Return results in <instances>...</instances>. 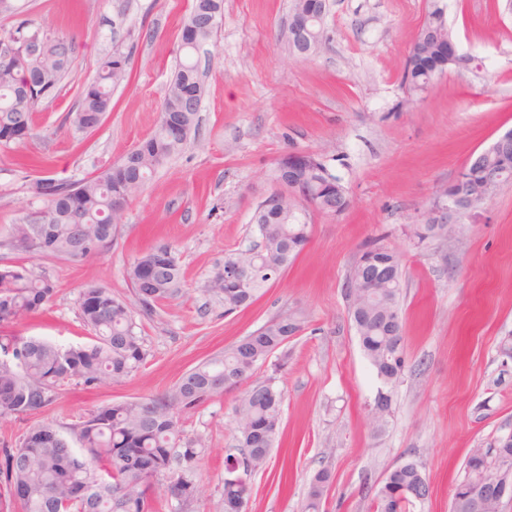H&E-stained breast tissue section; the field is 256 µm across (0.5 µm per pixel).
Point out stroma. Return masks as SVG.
<instances>
[{
	"instance_id": "1",
	"label": "stroma",
	"mask_w": 512,
	"mask_h": 512,
	"mask_svg": "<svg viewBox=\"0 0 512 512\" xmlns=\"http://www.w3.org/2000/svg\"><path fill=\"white\" fill-rule=\"evenodd\" d=\"M0 29L28 22L74 38L76 53L55 98L34 115L37 139L0 146V267L50 278L53 299L13 329L62 345L90 342L79 294L88 282L128 300L126 269L166 244L183 274L181 293L135 307L147 359L121 382L64 384L43 412L0 418V447H17L34 426L61 433L98 408L165 393L191 368L277 316L300 313L304 330L275 376L283 394L280 435L264 472L251 480L247 512H305L312 477L334 481L322 512H373L386 472L403 461L425 473L431 494L412 512H451V491L472 449L512 431V184L445 240L412 236L438 189L469 155L512 129V16L501 0H441L460 55L415 103L402 71L427 15V0H328L330 41L309 56L289 53L281 33L292 0H224L216 38L201 56L199 122L183 150L131 201L126 222L100 257L73 261L12 247L11 224L41 203L28 192L19 154L48 157V176L80 180L120 160L156 129L165 90L182 55L180 21L193 0H15ZM131 55L133 79L112 90L101 126L81 133L67 115L107 51ZM290 152L319 154L351 199L338 217L310 211V242L251 306L225 313L198 292L226 254L248 245L257 204ZM400 256L405 368L392 412L375 431L369 408L381 386L348 315L347 281L364 248ZM229 390L181 414V436L198 441L197 492L180 503L164 480L152 512H224L225 450L233 442Z\"/></svg>"
}]
</instances>
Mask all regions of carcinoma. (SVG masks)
Here are the masks:
<instances>
[{
	"label": "carcinoma",
	"instance_id": "obj_1",
	"mask_svg": "<svg viewBox=\"0 0 512 512\" xmlns=\"http://www.w3.org/2000/svg\"><path fill=\"white\" fill-rule=\"evenodd\" d=\"M223 12V0H195L180 27L181 51L177 70L161 105L155 131L100 174L70 182L49 176L32 180L28 191L44 206L11 225L13 246L28 253H52L72 260L100 256L112 244L126 219L127 204L145 190L151 176L180 152L198 124V110L180 108L185 101L201 104L203 85L195 54L214 39ZM437 0H431L425 22L414 37L404 62L402 83L414 97L425 92L443 69L434 67L441 51L427 28L442 19ZM76 52L73 38L56 35L28 23L0 30V144L21 143L38 137L32 114L54 97L68 73ZM130 54L115 50L101 61L97 75L86 82L78 109L69 115L81 132L95 130L112 110V87L131 80ZM297 181L311 186L316 211L336 215V200L349 207L341 179L323 159L300 168ZM308 205L290 198L267 206L259 203L252 216V229L262 240L257 253L238 250L224 257V266L247 268L249 280L238 284L223 270L208 277L199 287L205 294L224 302L229 313L251 305L262 290L288 268L310 241ZM440 227L416 224L418 241L438 239ZM373 256L384 264L390 278L375 288L356 282L348 291L350 318L354 306L362 307L359 319L361 349L381 380L384 389L376 396L380 408L378 425L391 414V389L405 367L400 256L384 245H372ZM142 267L154 271L146 280ZM135 301L147 309L180 291L181 267L172 248H150L135 257L127 269ZM55 285L25 268H0V416L21 417L42 412L50 406L57 387L73 382L85 388L108 378L124 379L143 365L146 352L135 331L131 304L96 283H88L79 295L84 324L94 332L86 345L58 347L48 341L19 336L7 331L15 322L38 313L52 299ZM305 326L304 318L292 314L275 318L211 358L191 369L168 392L138 400L122 401L92 412L86 421L70 429V436L50 423L33 428L17 448L0 451V512H150L152 483L164 477L171 484L172 499L187 502L197 492L195 463L200 450L183 441L180 414L246 383L248 387L234 405V443L226 449V462L236 454L244 456L251 473L263 469L279 434L283 396L276 378H255L269 360L274 371L288 361V343ZM79 445L83 453L76 452ZM390 483L381 485L375 496L376 512H409L411 496L404 488L431 485L422 470L408 461L390 470ZM487 477L482 463L468 461L465 474L453 490L457 512H493L494 506H479L473 494ZM333 481L323 469L313 477L307 495L306 512H320L322 500ZM250 484L224 480V512L248 500Z\"/></svg>",
	"mask_w": 512,
	"mask_h": 512
}]
</instances>
